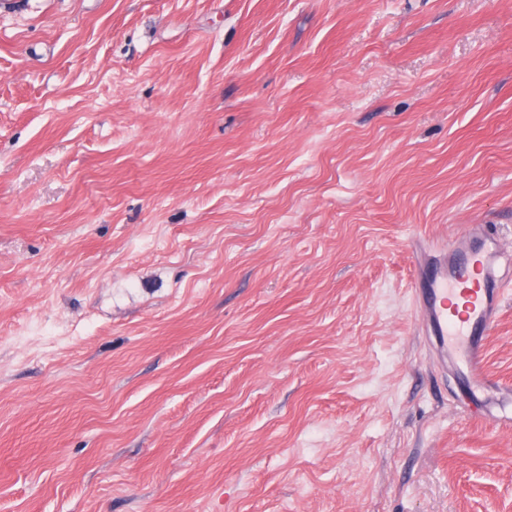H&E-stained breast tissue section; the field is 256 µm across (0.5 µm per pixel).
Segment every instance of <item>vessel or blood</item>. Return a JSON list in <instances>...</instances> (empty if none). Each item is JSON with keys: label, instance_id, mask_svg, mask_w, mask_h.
<instances>
[{"label": "vessel or blood", "instance_id": "1", "mask_svg": "<svg viewBox=\"0 0 512 512\" xmlns=\"http://www.w3.org/2000/svg\"><path fill=\"white\" fill-rule=\"evenodd\" d=\"M504 284L486 268L482 250L450 255L427 278L423 308L430 336L441 351L463 361L473 383L487 379L482 336L502 298Z\"/></svg>", "mask_w": 512, "mask_h": 512}]
</instances>
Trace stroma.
I'll return each mask as SVG.
<instances>
[{
  "instance_id": "1",
  "label": "stroma",
  "mask_w": 512,
  "mask_h": 512,
  "mask_svg": "<svg viewBox=\"0 0 512 512\" xmlns=\"http://www.w3.org/2000/svg\"><path fill=\"white\" fill-rule=\"evenodd\" d=\"M495 231L512 0H0V512H512ZM447 251L446 245L442 262L427 277V304L423 308L427 330L439 349L456 355L465 363L472 382L481 384L487 379L482 334L498 309L505 285L487 271L482 250L472 249L459 256L450 251L449 263ZM456 295L469 299L462 314L451 304Z\"/></svg>"
}]
</instances>
